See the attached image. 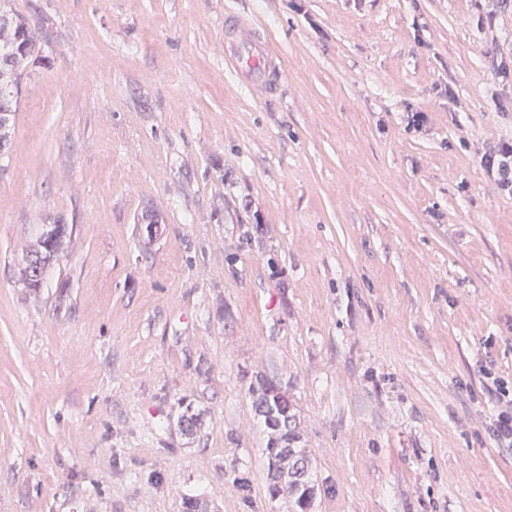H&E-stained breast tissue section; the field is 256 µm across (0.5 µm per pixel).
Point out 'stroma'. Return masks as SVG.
<instances>
[{"mask_svg": "<svg viewBox=\"0 0 512 512\" xmlns=\"http://www.w3.org/2000/svg\"><path fill=\"white\" fill-rule=\"evenodd\" d=\"M13 7L47 57L0 156V512H287L263 376L311 512H512V195L478 164L512 143V0ZM228 12L280 53L276 95L225 71ZM46 224L71 237L33 291ZM249 393L255 411L269 430L270 436L263 450L267 468L271 472V497L280 492L282 479L288 486V512H309L314 498L311 480V459L300 445L296 431V414L287 391L275 379L265 378ZM495 395H497L498 413L493 429V436L498 445L512 447V396L506 384L497 378L493 379Z\"/></svg>", "mask_w": 512, "mask_h": 512, "instance_id": "obj_1", "label": "stroma"}]
</instances>
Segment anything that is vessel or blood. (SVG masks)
Listing matches in <instances>:
<instances>
[{
	"mask_svg": "<svg viewBox=\"0 0 512 512\" xmlns=\"http://www.w3.org/2000/svg\"><path fill=\"white\" fill-rule=\"evenodd\" d=\"M224 66L240 83L261 96L273 95L283 78L282 61L250 21L225 15Z\"/></svg>",
	"mask_w": 512,
	"mask_h": 512,
	"instance_id": "obj_1",
	"label": "vessel or blood"
}]
</instances>
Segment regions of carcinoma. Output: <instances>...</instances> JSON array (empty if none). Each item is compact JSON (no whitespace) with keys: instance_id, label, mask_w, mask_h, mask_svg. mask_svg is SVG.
<instances>
[{"instance_id":"cac0c4a2","label":"carcinoma","mask_w":512,"mask_h":512,"mask_svg":"<svg viewBox=\"0 0 512 512\" xmlns=\"http://www.w3.org/2000/svg\"><path fill=\"white\" fill-rule=\"evenodd\" d=\"M9 0H0V148L5 145L4 133L10 117L16 111V95L22 75V65L35 52L31 23L10 13ZM67 230L63 224H51L30 246L26 263L31 270L27 287H39L46 265L63 248ZM255 411L269 430L270 436L263 450L267 468L271 472V497L280 492L281 481L288 486V512H310L314 486L311 480V459L300 445L296 431V414L287 391L280 382L265 378L249 388ZM199 415L186 410L178 421L184 435L197 431Z\"/></svg>"}]
</instances>
